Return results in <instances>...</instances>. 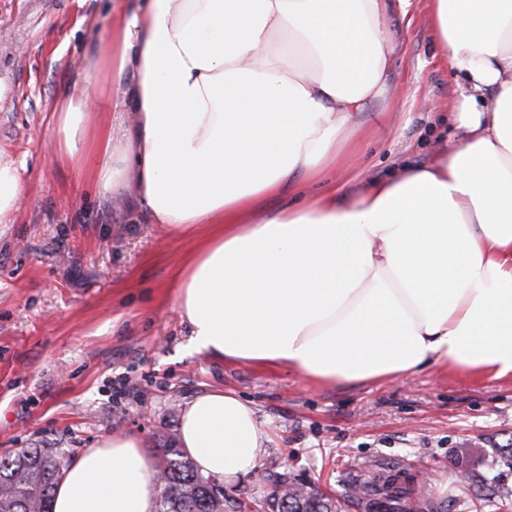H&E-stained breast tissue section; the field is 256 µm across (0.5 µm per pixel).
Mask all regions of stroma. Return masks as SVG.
<instances>
[{"instance_id":"1","label":"stroma","mask_w":512,"mask_h":512,"mask_svg":"<svg viewBox=\"0 0 512 512\" xmlns=\"http://www.w3.org/2000/svg\"><path fill=\"white\" fill-rule=\"evenodd\" d=\"M114 0H0V148L25 187L0 224V455L60 448L67 457L115 434L137 436L158 457L183 407L210 388L256 406L270 440L257 473L226 484L227 499H263L258 474H288L345 500L369 472L396 466L414 489L407 512H512L491 486L512 485V381L431 367L374 384L315 385L272 362L243 363L189 347L177 282L209 226L187 235L146 221L133 198L113 202L76 181L55 157L54 114L79 78L103 87L91 124L110 121L112 78L95 68ZM390 82L399 103L372 102L365 137L345 166L319 182L225 216L251 224L337 185L350 195L422 164L455 138L461 73L451 70L428 0L394 26Z\"/></svg>"}]
</instances>
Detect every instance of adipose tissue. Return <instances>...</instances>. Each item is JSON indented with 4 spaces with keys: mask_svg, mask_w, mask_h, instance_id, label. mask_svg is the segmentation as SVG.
Returning <instances> with one entry per match:
<instances>
[{
    "mask_svg": "<svg viewBox=\"0 0 512 512\" xmlns=\"http://www.w3.org/2000/svg\"><path fill=\"white\" fill-rule=\"evenodd\" d=\"M410 0H148L113 19L98 63L111 123L89 129L92 81L55 114L56 154L146 219L212 225L177 285L192 347L273 361L318 385L377 383L437 365L512 380V0H430L462 73L459 138L354 196L336 189L253 224L262 197L343 164L357 121L388 90L390 27ZM23 198L0 151V224ZM269 440L230 389L182 410L179 445L231 483ZM153 460L131 435L85 449L53 512H155Z\"/></svg>",
    "mask_w": 512,
    "mask_h": 512,
    "instance_id": "obj_1",
    "label": "adipose tissue"
}]
</instances>
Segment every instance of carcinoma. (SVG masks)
<instances>
[{
  "label": "carcinoma",
  "mask_w": 512,
  "mask_h": 512,
  "mask_svg": "<svg viewBox=\"0 0 512 512\" xmlns=\"http://www.w3.org/2000/svg\"><path fill=\"white\" fill-rule=\"evenodd\" d=\"M67 460L58 448H23L0 455V512H51L55 487ZM162 495L156 512H224V502L215 497L210 478L202 475L193 460L178 448V439H167L155 462ZM393 490L385 502L372 501L370 512H393L392 499L406 490L387 480ZM295 512H338L334 501L318 492L300 489L290 482L284 491Z\"/></svg>",
  "instance_id": "1"
}]
</instances>
